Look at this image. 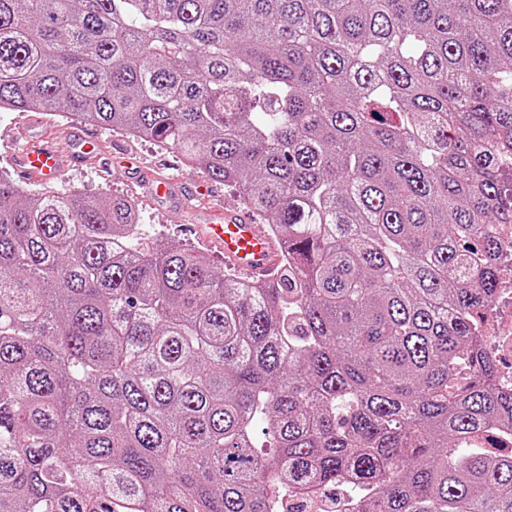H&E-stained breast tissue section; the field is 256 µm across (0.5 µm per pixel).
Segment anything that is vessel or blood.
Masks as SVG:
<instances>
[{
  "label": "vessel or blood",
  "instance_id": "1",
  "mask_svg": "<svg viewBox=\"0 0 512 512\" xmlns=\"http://www.w3.org/2000/svg\"><path fill=\"white\" fill-rule=\"evenodd\" d=\"M54 142L26 146L19 157L20 178L48 179L56 171ZM202 240L217 246L224 260L247 278L260 282L275 279L283 251L265 225L247 212L225 213L223 222L197 225Z\"/></svg>",
  "mask_w": 512,
  "mask_h": 512
}]
</instances>
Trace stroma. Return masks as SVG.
I'll return each instance as SVG.
<instances>
[{
    "label": "stroma",
    "mask_w": 512,
    "mask_h": 512,
    "mask_svg": "<svg viewBox=\"0 0 512 512\" xmlns=\"http://www.w3.org/2000/svg\"><path fill=\"white\" fill-rule=\"evenodd\" d=\"M81 134L96 136L98 158H80L70 147H62L58 177L48 182H26V189L35 193L48 187L62 193L78 190L101 196L125 195L137 205L139 230L143 236L198 246L199 241L188 232V225L208 223L214 215L209 203L199 199L192 202L193 212L182 208L181 197L187 195L199 175L185 168L175 150H163L146 140L132 139L47 112H0V168H14L17 154L26 144L41 143L50 137L74 138ZM154 177L173 181L176 196L168 199L152 197L147 181Z\"/></svg>",
    "instance_id": "35a3bbf8"
}]
</instances>
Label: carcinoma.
Returning <instances> with one entry per match:
<instances>
[{"mask_svg": "<svg viewBox=\"0 0 512 512\" xmlns=\"http://www.w3.org/2000/svg\"><path fill=\"white\" fill-rule=\"evenodd\" d=\"M1 111L174 149L285 250L0 174V512H512V0H0ZM482 315L478 333L482 350L498 362L499 390L512 393V276L498 280L496 296Z\"/></svg>", "mask_w": 512, "mask_h": 512, "instance_id": "carcinoma-1", "label": "carcinoma"}]
</instances>
